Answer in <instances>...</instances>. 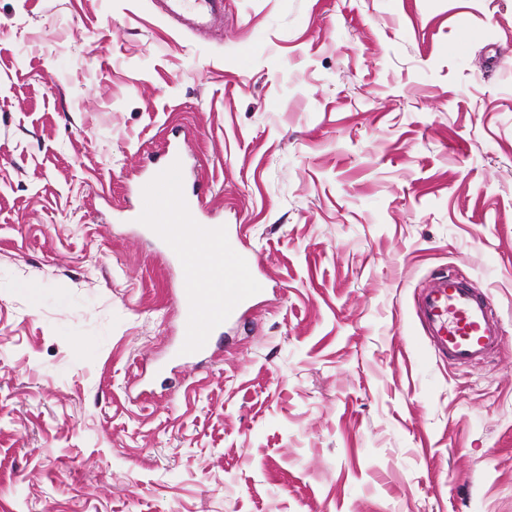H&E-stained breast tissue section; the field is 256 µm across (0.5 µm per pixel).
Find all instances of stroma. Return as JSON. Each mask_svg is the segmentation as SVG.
Segmentation results:
<instances>
[{"label": "stroma", "instance_id": "1", "mask_svg": "<svg viewBox=\"0 0 512 512\" xmlns=\"http://www.w3.org/2000/svg\"><path fill=\"white\" fill-rule=\"evenodd\" d=\"M176 131L269 288L170 366ZM448 270L475 367L412 342ZM0 512H512V0H0ZM185 3L193 5L192 25L197 28L207 26L219 14L223 7L222 0H169L167 11L170 14H180ZM419 317L438 353L458 365L477 364L503 343L486 297L450 273L432 279L424 290Z\"/></svg>", "mask_w": 512, "mask_h": 512}]
</instances>
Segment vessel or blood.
I'll return each instance as SVG.
<instances>
[{
	"instance_id": "obj_1",
	"label": "vessel or blood",
	"mask_w": 512,
	"mask_h": 512,
	"mask_svg": "<svg viewBox=\"0 0 512 512\" xmlns=\"http://www.w3.org/2000/svg\"><path fill=\"white\" fill-rule=\"evenodd\" d=\"M188 3L197 28L207 26L223 7V0H169L167 11L180 14ZM163 167V172L136 183L137 205L128 219L143 225L171 261L185 264L187 247L195 242L211 262L201 276H185L176 296L182 336L173 354L193 359L212 351L224 323L246 317L265 283L256 273L257 258L250 249L233 246L223 225L200 223L203 194L187 191L180 180L182 141L168 144ZM419 317L438 353L458 365L477 364L503 343L486 297L450 273L432 279L424 290Z\"/></svg>"
}]
</instances>
